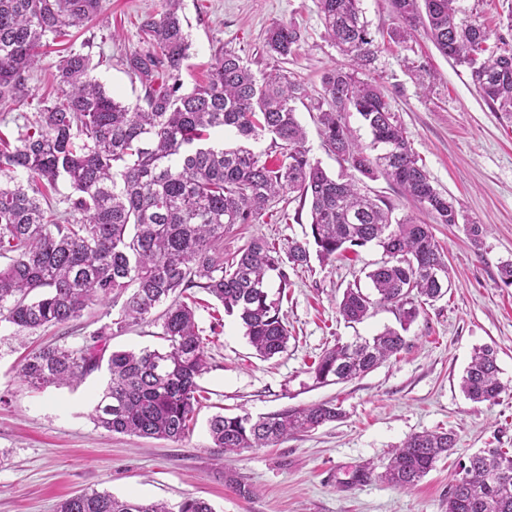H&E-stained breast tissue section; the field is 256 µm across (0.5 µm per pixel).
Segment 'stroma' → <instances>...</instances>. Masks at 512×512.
Wrapping results in <instances>:
<instances>
[{
  "label": "stroma",
  "instance_id": "stroma-1",
  "mask_svg": "<svg viewBox=\"0 0 512 512\" xmlns=\"http://www.w3.org/2000/svg\"><path fill=\"white\" fill-rule=\"evenodd\" d=\"M163 7V0H105L101 15L64 44L91 56L94 74L111 96L135 102L144 90L123 60L147 49L142 24ZM360 7L370 31L381 38L370 75L386 91L433 185L452 196L462 214L460 224L433 227L448 262V294L425 305L400 353L364 376L326 386L315 384L311 373L325 349L399 325V313L389 305L355 324L338 313L345 289L365 283L366 272L381 260L377 246L327 262L314 257L289 270L284 300L278 278L269 279V297L280 300L291 332L287 351L272 359L256 356L234 317L224 316L216 328L211 309H199L197 322L208 340L199 384L208 399L193 431L178 442L95 427L89 406L105 383L103 374L42 391L20 384L17 366L26 354L55 341L77 346L84 335L52 327L17 341L12 326L1 323L0 512H55L61 500L92 489L173 508L196 497L215 512H447L460 462L482 448L512 450V284L500 274L503 264L512 263V118L492 111L467 69L425 35L394 44L389 0H361ZM180 16L192 43L181 76L187 92L202 82L222 48L235 51L254 73L269 70L267 29L275 23L297 26L300 46L282 68L307 93L295 107L311 157L330 174L340 173L310 109L324 72L342 59L317 0H182ZM58 60L57 49L48 48L31 75L34 96L0 105V132L7 139L16 138L20 114L56 95ZM296 207L293 195L281 194L250 234L283 249L291 240H306L310 227L293 220ZM467 224L487 225L481 246L467 238ZM486 345L497 352L503 390L494 402L474 403L460 390L461 376L474 349ZM329 400L341 406L343 419L272 448L244 451L222 465L216 461L207 420L217 410L256 418ZM439 428L458 436L447 459L407 490L381 480L393 448L412 434ZM236 480L249 485L252 495L240 496L232 486Z\"/></svg>",
  "mask_w": 512,
  "mask_h": 512
}]
</instances>
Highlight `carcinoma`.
Segmentation results:
<instances>
[{
	"label": "carcinoma",
	"instance_id": "cac0c4a2",
	"mask_svg": "<svg viewBox=\"0 0 512 512\" xmlns=\"http://www.w3.org/2000/svg\"><path fill=\"white\" fill-rule=\"evenodd\" d=\"M157 18L144 22L151 48L126 56L125 67L144 88L142 100L122 103L94 76L90 57L69 51L56 65L59 93L23 119L16 144L0 136V322L26 330L64 326L93 305L117 317L100 324L79 347L49 344L24 357L18 379L32 389L78 383L103 369L109 381L92 407L97 427L140 437L179 441L194 429L207 397L198 379L207 369L206 342L196 320L200 288L224 312L238 316L256 355L286 350L289 331L267 282L310 261L322 262L369 243L382 259L367 274L373 293L349 287L338 305L349 323L377 306L391 305L401 329L370 340L336 344L314 362L320 384L364 375L406 345L402 332L423 305L448 290V264L432 225L370 195L363 179L379 177L437 224H457L453 198L438 191L419 164L376 83L358 77L380 45L369 31L360 0H318L326 32L344 61L327 70L314 109L324 145L343 174L332 177L310 157L295 101L302 85L279 69L256 75L232 51L218 50L205 83L183 91L181 72L191 42L179 15L181 0H164ZM459 0H390L397 44L419 33L454 63L498 112L512 116V43L491 33ZM103 0H0V102L29 96L30 73L49 39L93 21ZM301 32L273 24L265 48L273 60L294 54ZM360 115L370 145L356 142L345 122ZM233 131L242 144L219 147L212 138ZM267 137L275 159L246 146ZM69 192L57 203L48 192ZM296 194L294 220L308 210L313 242L292 240L286 254L261 237L224 254V235L268 212L281 193ZM160 327L163 347L107 352L109 341L132 324ZM496 351L474 352L461 389L474 403L502 391ZM332 402L285 409L256 420L218 412L208 420L213 453L222 461L245 449L278 445L288 436L341 419ZM457 445L451 431L409 436L392 451L381 479L410 489ZM448 496V512H512V452L489 448L471 455ZM57 512H170L158 502L119 499L85 490Z\"/></svg>",
	"mask_w": 512,
	"mask_h": 512
}]
</instances>
